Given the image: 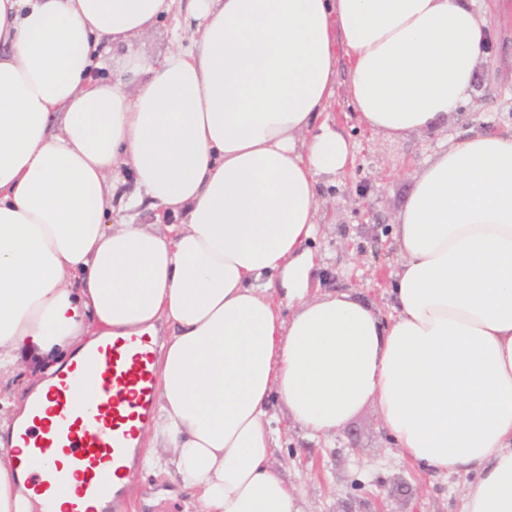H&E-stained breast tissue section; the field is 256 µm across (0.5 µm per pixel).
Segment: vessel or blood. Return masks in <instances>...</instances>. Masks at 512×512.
<instances>
[{
    "mask_svg": "<svg viewBox=\"0 0 512 512\" xmlns=\"http://www.w3.org/2000/svg\"><path fill=\"white\" fill-rule=\"evenodd\" d=\"M85 359L98 368L97 398L75 385L79 366L57 374L33 404L30 423L18 427L9 457L59 448L64 464H44L27 478L41 512H123L120 485L131 471L137 435L151 423L158 388L155 348L148 336H115L91 348ZM67 501H60L62 490Z\"/></svg>",
    "mask_w": 512,
    "mask_h": 512,
    "instance_id": "1",
    "label": "vessel or blood"
}]
</instances>
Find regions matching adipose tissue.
Returning a JSON list of instances; mask_svg holds the SVG:
<instances>
[{
    "mask_svg": "<svg viewBox=\"0 0 512 512\" xmlns=\"http://www.w3.org/2000/svg\"><path fill=\"white\" fill-rule=\"evenodd\" d=\"M175 2L0 0V378L43 361L0 447L92 345L162 325L142 465L203 512H305L270 468L274 395L315 436L375 402L405 459L475 475L461 512H512V129L426 161L395 222L389 320L312 293L309 246L349 159L337 51L359 121L400 140L471 100L490 7L188 0L190 47L130 52ZM117 197L181 221L112 223ZM25 479L0 458V512H34Z\"/></svg>",
    "mask_w": 512,
    "mask_h": 512,
    "instance_id": "ef3b65f1",
    "label": "adipose tissue"
}]
</instances>
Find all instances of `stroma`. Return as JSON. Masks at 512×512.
<instances>
[{
    "mask_svg": "<svg viewBox=\"0 0 512 512\" xmlns=\"http://www.w3.org/2000/svg\"><path fill=\"white\" fill-rule=\"evenodd\" d=\"M171 15L135 40L132 49L155 59L190 32ZM500 36L478 70L470 105L448 125L394 141L360 125L348 103L349 62L338 55L331 120L348 142L350 161L323 188L320 230L312 247L322 258L314 283L321 290L355 293L373 303L381 319L393 312L391 274L399 257L393 223L424 160L448 135L498 132L512 127V15L500 18ZM276 431L271 469L302 495L306 512H461L470 479L422 470L403 458L367 403L336 434L312 436L279 404L269 410ZM127 512H201L171 478L140 470L132 480Z\"/></svg>",
    "mask_w": 512,
    "mask_h": 512,
    "instance_id": "obj_1",
    "label": "stroma"
}]
</instances>
